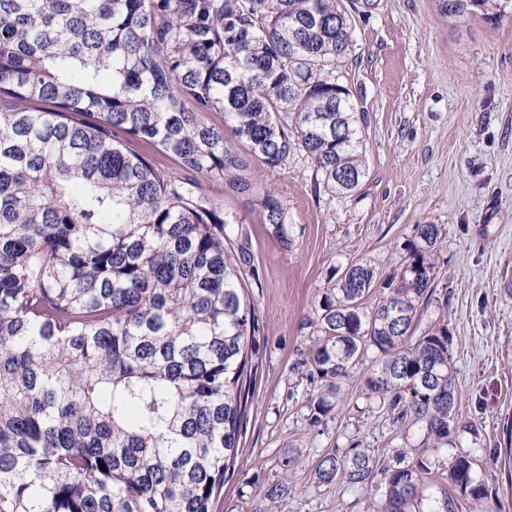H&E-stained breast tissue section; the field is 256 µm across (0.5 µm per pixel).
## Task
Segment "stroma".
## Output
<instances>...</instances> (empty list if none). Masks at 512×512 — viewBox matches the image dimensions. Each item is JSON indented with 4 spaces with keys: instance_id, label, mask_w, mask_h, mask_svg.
<instances>
[{
    "instance_id": "1",
    "label": "stroma",
    "mask_w": 512,
    "mask_h": 512,
    "mask_svg": "<svg viewBox=\"0 0 512 512\" xmlns=\"http://www.w3.org/2000/svg\"><path fill=\"white\" fill-rule=\"evenodd\" d=\"M340 64L367 114L366 172L351 196L316 188L302 157L270 169L249 159L247 177L288 203L286 250L248 195L205 180L208 195L238 215L248 242L260 323L248 418L234 471L213 512H366L362 492L314 479L326 455L350 448L393 464L416 430L344 380L336 407L313 421L322 392L301 362L316 334L306 320L319 290L361 259L396 273L418 224L442 225L436 291L417 334L446 321L457 368L456 444L476 463L484 506L512 512V14L491 24H449L433 0H378L357 16ZM477 426L479 439L466 433ZM299 464L285 470L289 451ZM288 477L287 497L270 485Z\"/></svg>"
}]
</instances>
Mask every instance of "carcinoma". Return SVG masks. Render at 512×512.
<instances>
[{
	"instance_id": "cac0c4a2",
	"label": "carcinoma",
	"mask_w": 512,
	"mask_h": 512,
	"mask_svg": "<svg viewBox=\"0 0 512 512\" xmlns=\"http://www.w3.org/2000/svg\"><path fill=\"white\" fill-rule=\"evenodd\" d=\"M434 2L451 23H495L512 0ZM354 31L343 0H0V512H212L260 324L247 247L228 246L240 220L201 179L251 193L286 250L287 202L243 176L225 129L270 169L300 153L327 189L355 192L366 117L336 82ZM115 128L182 174L124 150ZM441 237L416 225L385 279L351 263L312 320L315 414L371 353L362 395L424 433L391 466L355 447L319 462L317 479L360 489L367 512H455L448 488L423 495L428 452L460 432L448 326L415 335ZM448 479L485 498L470 455Z\"/></svg>"
}]
</instances>
